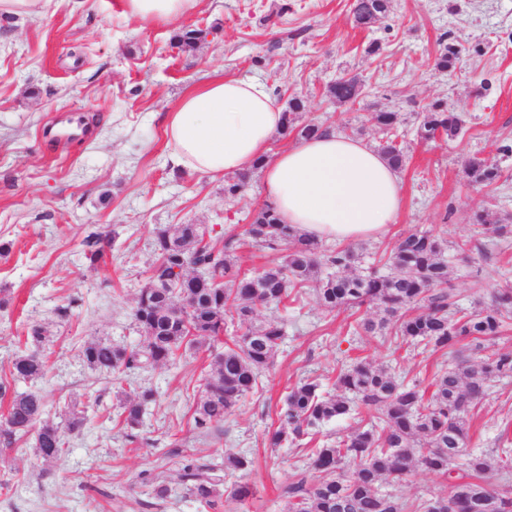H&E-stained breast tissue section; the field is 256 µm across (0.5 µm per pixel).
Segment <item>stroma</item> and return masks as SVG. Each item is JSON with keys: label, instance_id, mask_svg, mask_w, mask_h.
I'll return each instance as SVG.
<instances>
[{"label": "stroma", "instance_id": "obj_1", "mask_svg": "<svg viewBox=\"0 0 512 512\" xmlns=\"http://www.w3.org/2000/svg\"><path fill=\"white\" fill-rule=\"evenodd\" d=\"M122 2L51 0L36 18L0 17V385L10 396L39 391L50 422L65 423L73 407L86 415L55 461H43L31 438L18 450L0 448V512H286L280 488L308 458L297 445L270 447L269 434L293 384L309 378L331 389L337 368L357 359L428 384L443 358L412 356L393 338L353 336L355 314L324 310L310 291L297 308L279 310L285 337L272 366L209 436L194 431L191 410L211 369L207 349L183 351L123 384L89 368L85 342L143 340L131 311L155 260L156 228L204 224L237 238L266 201L259 176L228 200L223 179L172 169L167 114L217 70L260 79L283 102L307 99L303 120L355 133L374 149L385 134L371 113H397L406 150L401 210L383 237L350 248L367 268L389 256L400 235L432 232L449 243L450 292L462 307L484 305L493 289L512 285V242L474 222L485 207L512 220V156L496 150L512 140V0H392L389 15L368 29L353 26L352 0H203L186 24L208 35L191 53L174 46L176 26L131 22ZM447 41L463 49L461 73L435 66ZM373 42L379 53H368ZM345 72L365 83L352 105L326 94ZM436 102L464 120V137L420 140L418 114ZM473 157L501 167L502 181L470 183L464 167ZM92 233L113 237L94 266L83 246ZM464 239L479 241L481 251H457ZM65 304L62 320L56 309ZM34 325L46 329L39 352L48 373L33 383L9 367ZM140 386L156 399L133 444L118 414L123 393ZM507 423L512 380L503 379L468 421L469 451L496 459ZM176 441L205 464L250 453L243 479L253 496L223 498L214 509L186 496L180 462L167 455ZM146 477L168 487L166 499L143 486ZM444 486L417 470L382 489L411 503Z\"/></svg>", "mask_w": 512, "mask_h": 512}]
</instances>
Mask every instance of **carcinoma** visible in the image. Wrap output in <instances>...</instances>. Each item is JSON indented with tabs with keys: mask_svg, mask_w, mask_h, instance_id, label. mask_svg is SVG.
I'll return each mask as SVG.
<instances>
[{
	"mask_svg": "<svg viewBox=\"0 0 512 512\" xmlns=\"http://www.w3.org/2000/svg\"><path fill=\"white\" fill-rule=\"evenodd\" d=\"M390 8V0H353L352 22L357 28H368L387 17ZM203 38L202 29H183L173 42L189 53ZM459 63L460 50L449 44L436 66L454 73ZM326 94L340 104L353 105L363 94V86L356 76L342 77L327 86ZM302 109V100L288 101L285 134L302 140L329 130L300 121ZM371 120L389 132L398 123V113L374 112ZM462 129L463 120L436 103L422 113L418 134L431 141L443 135L454 138ZM380 152L394 168L403 166V149L393 138L381 144ZM465 173L471 182L483 186L502 177L497 166L478 158L466 163ZM249 181L248 172L225 179L224 196L237 197ZM475 223L499 238L512 237V224L503 223L494 210L476 212ZM243 241L272 250L283 245L286 254L278 262L246 273L229 255L232 240L210 236L206 226L156 228V261L132 312L144 335L142 344L128 348L88 342L81 349L85 363L122 380L148 365L174 362L183 348L219 340L226 316L236 314L245 330L214 355V375L205 379L192 405L194 430L209 435L257 390L282 342L281 319L269 317L253 323L259 308L295 303L308 289L330 311L376 308L383 316L377 321L357 319L353 335L394 336L423 354L440 352L452 365L444 364L434 374L431 392L416 379L405 382L364 361L338 368L336 394L322 391L315 381L296 383L270 435L271 446L314 442L323 425L350 415L357 417V428L345 439L324 440L308 449L307 469L281 489L288 512H445V498L453 493L465 497L460 512H512L506 509V496L489 481L493 469L485 455H469L461 474L454 476L450 469L469 440L468 417L488 396L491 383L512 378V351H488L506 331L512 288L495 292L484 307L457 308L448 292L444 258L448 242L429 231L409 232L398 239L386 259L394 268L388 275L351 272L357 263L354 251L322 249L320 241L280 223L269 204L254 209ZM107 245L109 241L97 234L85 239L90 264L97 262ZM11 364L13 375L23 380L40 379L47 371L46 361L35 349L16 355ZM154 398L153 389L142 388L126 395L121 404L119 416L133 443L139 439L144 410ZM45 413L44 398L36 391L11 397L0 410V448L19 449L33 433L42 457L58 458L66 445L65 434L78 431L85 417L74 409L65 425L59 426L43 420ZM252 464L244 453L225 456L220 468L185 458L181 479L187 494L210 508L224 491L228 499L243 502L253 495V487L242 481L228 486L226 476L246 472ZM416 469L448 477L447 490L410 504L381 491L382 482H400Z\"/></svg>",
	"mask_w": 512,
	"mask_h": 512,
	"instance_id": "obj_1",
	"label": "carcinoma"
}]
</instances>
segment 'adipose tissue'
<instances>
[{
  "label": "adipose tissue",
  "instance_id": "obj_1",
  "mask_svg": "<svg viewBox=\"0 0 512 512\" xmlns=\"http://www.w3.org/2000/svg\"><path fill=\"white\" fill-rule=\"evenodd\" d=\"M126 18L171 24L195 14L200 0H123ZM284 107L258 79L212 77L187 93L166 124L172 168L210 176L251 170L264 159L262 183L282 223L324 240L383 235L401 208L397 171L378 151L332 131L278 153Z\"/></svg>",
  "mask_w": 512,
  "mask_h": 512
}]
</instances>
